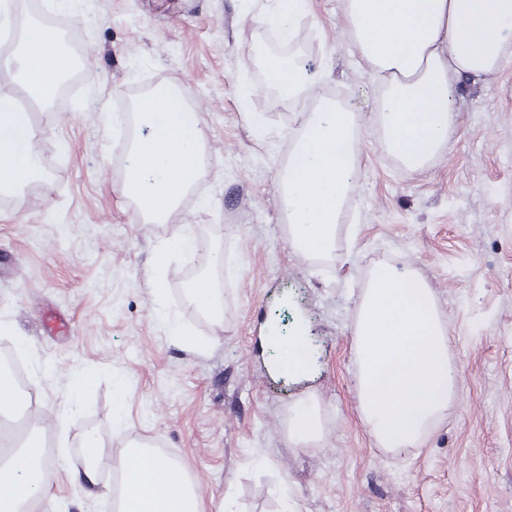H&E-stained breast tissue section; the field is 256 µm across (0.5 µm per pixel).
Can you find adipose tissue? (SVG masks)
I'll use <instances>...</instances> for the list:
<instances>
[{"mask_svg": "<svg viewBox=\"0 0 512 512\" xmlns=\"http://www.w3.org/2000/svg\"><path fill=\"white\" fill-rule=\"evenodd\" d=\"M349 33L383 75L378 119L388 151L410 168L425 167L450 139L455 82L479 80L512 57V0H347ZM16 64L29 97L46 102L70 70L56 33L31 26L23 44L0 60ZM311 74L297 62L270 60L268 81L282 94H303ZM147 134L133 143L123 186L148 222L165 223L203 163L201 135L182 100L160 91L142 105ZM356 118L326 104L306 114L288 164L284 206L293 248L320 257L336 237L359 147ZM36 133L0 96V193L43 178ZM449 338L430 288L411 269L377 265L360 293L355 331L357 410L377 447L400 455L421 447L456 402ZM121 512H200V495L173 460L149 449L125 451ZM59 469L36 438L0 462V512H22Z\"/></svg>", "mask_w": 512, "mask_h": 512, "instance_id": "ef3b65f1", "label": "adipose tissue"}]
</instances>
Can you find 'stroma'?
Returning <instances> with one entry per match:
<instances>
[{"instance_id": "obj_1", "label": "stroma", "mask_w": 512, "mask_h": 512, "mask_svg": "<svg viewBox=\"0 0 512 512\" xmlns=\"http://www.w3.org/2000/svg\"><path fill=\"white\" fill-rule=\"evenodd\" d=\"M282 4L39 0L23 17L5 4L0 49L38 23L92 58L78 95L35 123L45 177L0 198V350L22 353L29 429L67 462L85 434L100 440L97 485L59 472L37 512H115V461L136 444L179 461L203 512H512V58L454 91L448 146L414 170L386 149L380 78L348 34L346 0L305 2L300 59L317 75L305 97L262 90L251 51ZM148 76L192 94L209 156L208 195L167 224L143 222L113 172L118 97ZM331 92L357 118L360 157L323 266L288 241L279 177L309 101ZM189 231L236 258L216 319L182 297L181 254L158 268ZM393 258L431 288L457 381L447 418L399 456L359 418L354 361L360 292ZM277 327L302 339L305 370L279 369ZM77 372L93 385L64 427H46ZM310 398L324 440L296 448L288 414Z\"/></svg>"}]
</instances>
